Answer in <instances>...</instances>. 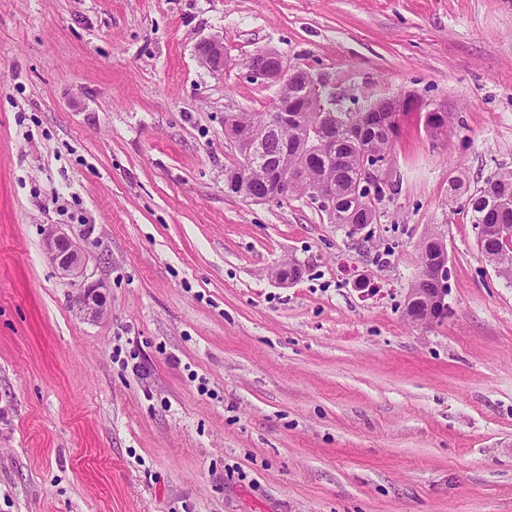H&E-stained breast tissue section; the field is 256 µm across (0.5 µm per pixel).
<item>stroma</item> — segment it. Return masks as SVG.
<instances>
[{
    "mask_svg": "<svg viewBox=\"0 0 512 512\" xmlns=\"http://www.w3.org/2000/svg\"><path fill=\"white\" fill-rule=\"evenodd\" d=\"M265 49L340 111L414 101L367 236L225 192ZM507 169L512 0H0V512H512V283L451 190ZM434 232L448 316L414 322ZM200 62L214 72H223L226 64L224 44L220 40H210L198 46ZM46 252L63 275L79 278L84 260L76 245L62 232L51 230L46 237ZM106 287L103 281L86 283L83 280L73 296L76 307L89 317H98L103 314L104 303L102 300V289Z\"/></svg>",
    "mask_w": 512,
    "mask_h": 512,
    "instance_id": "1",
    "label": "stroma"
}]
</instances>
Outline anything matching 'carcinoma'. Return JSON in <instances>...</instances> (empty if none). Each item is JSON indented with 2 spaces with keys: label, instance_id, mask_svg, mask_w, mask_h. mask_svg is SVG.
Instances as JSON below:
<instances>
[{
  "label": "carcinoma",
  "instance_id": "1",
  "mask_svg": "<svg viewBox=\"0 0 512 512\" xmlns=\"http://www.w3.org/2000/svg\"><path fill=\"white\" fill-rule=\"evenodd\" d=\"M280 92L290 100L301 101L307 86L301 72L293 73ZM270 113L239 112L224 118V134L233 139V129L248 127L262 138L263 157L268 166L283 173L298 172L302 180L293 184L291 195L308 194L313 184L336 187V214L332 224L346 227L372 224L376 220V204L394 188H360L363 169L377 160L391 157L397 127V113L388 106L375 104L362 112H336L325 119L321 110L307 109L293 113L288 127L266 128ZM253 190L267 194V173L239 161L224 168V186L238 193L242 182ZM463 210L469 221L483 225L478 234V247L497 275L512 281V240L505 238L512 227V170L486 180L470 194Z\"/></svg>",
  "mask_w": 512,
  "mask_h": 512
}]
</instances>
